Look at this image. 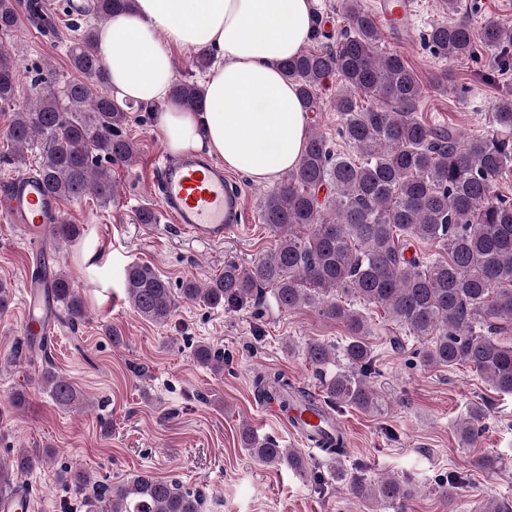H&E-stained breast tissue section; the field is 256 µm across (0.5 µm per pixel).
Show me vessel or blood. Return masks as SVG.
Listing matches in <instances>:
<instances>
[{
	"mask_svg": "<svg viewBox=\"0 0 512 512\" xmlns=\"http://www.w3.org/2000/svg\"><path fill=\"white\" fill-rule=\"evenodd\" d=\"M417 7L418 0H373L371 17L387 31L407 36ZM154 188L176 229L195 241L220 244L241 227L245 208L241 192L230 188L223 168L205 158L162 159ZM0 207L10 223L23 227L32 246L50 249L46 231L49 225L60 223L61 213L57 199L47 193L38 177L12 179ZM51 283L48 274L31 277L24 301L26 333L50 328L53 310L44 295ZM295 415L293 431L304 443L320 439L322 433H334L340 426L332 413L315 406L299 407Z\"/></svg>",
	"mask_w": 512,
	"mask_h": 512,
	"instance_id": "b4317fda",
	"label": "vessel or blood"
}]
</instances>
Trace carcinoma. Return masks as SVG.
Segmentation results:
<instances>
[{
    "label": "carcinoma",
    "mask_w": 512,
    "mask_h": 512,
    "mask_svg": "<svg viewBox=\"0 0 512 512\" xmlns=\"http://www.w3.org/2000/svg\"><path fill=\"white\" fill-rule=\"evenodd\" d=\"M132 4L95 0L92 12L96 20L106 21ZM27 10L43 34H55L41 0H28ZM344 17L347 26L336 45L323 42L327 34L318 19L308 38L310 46L283 62L281 69L297 83L307 111L323 82L332 75L340 77L339 135L363 161L333 152L325 135L310 132L298 166L263 199L264 223L276 237L274 249L250 266L227 260L224 272L206 285L186 280L176 290L152 266L133 262L123 272L126 298L153 323L167 322L186 302L237 312L258 307L269 296L281 310L319 309L348 333L337 349L320 342L306 347V358L317 368L338 357L343 361V368L322 385L332 407H380L371 381L378 370L366 341L371 306L421 342L418 355L424 366L465 365L495 391L512 394V341L497 337L504 325L512 324V199L495 190L497 181L512 176V98L492 106L493 134L461 137L450 129L433 128L418 115V76L400 54L379 51L381 32L361 0H344ZM17 22L15 0H0V31ZM69 27L76 33L69 62L78 77L60 85L50 66L37 69L29 102L13 112L10 155L0 161L26 163L28 150L39 138L42 152L35 175L46 191L60 201L91 193L107 206L117 195L110 164L130 163L136 156L134 144L122 134L127 112L135 108L151 114L157 105L115 100L97 53L98 28L80 17L70 19ZM424 41L434 54L450 60L473 57L481 46L490 51L493 69L512 61V24L502 21L487 22L476 31L468 19L453 18L433 26ZM19 83L17 61L0 46L1 104L14 102ZM171 95L202 111L203 93L197 83L180 79ZM365 99L374 105L362 106ZM51 232L67 243L80 235L77 225L65 221L51 225ZM416 243L434 245L440 252H413ZM47 296L63 307L71 322L85 319V303L66 272L53 276ZM348 296L357 298L360 307L351 305ZM194 357L216 372L224 369V355L204 342L195 345ZM40 383L62 409L80 401L74 384L50 367L42 372ZM256 388L263 399H279L285 412L294 404L313 402L282 373L259 374ZM486 419L487 406L473 404L456 426L460 443L476 442ZM241 442L264 464L286 463L301 475L309 470L301 452L261 439L249 427L242 428ZM318 447L336 457L334 477L350 495L377 504L382 512H404L405 502L414 495L407 482L393 477L372 480L341 465L348 448L340 434ZM51 457L48 451H22L10 464L0 463V494H12L15 476ZM60 479L82 498L86 512H202L204 504L201 492L160 480L149 471L113 486L77 467L61 471ZM462 480L453 471L440 485L448 512H459L457 489ZM482 512H512V502L491 494Z\"/></svg>",
    "instance_id": "obj_1"
}]
</instances>
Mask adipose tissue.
<instances>
[{"instance_id":"1","label":"adipose tissue","mask_w":512,"mask_h":512,"mask_svg":"<svg viewBox=\"0 0 512 512\" xmlns=\"http://www.w3.org/2000/svg\"><path fill=\"white\" fill-rule=\"evenodd\" d=\"M314 0H134L97 34L109 90L129 102L164 101L154 125L171 155L203 153L227 170L272 183L294 169L307 114L281 62L314 27ZM215 50L224 63L203 84V111L171 99V47Z\"/></svg>"}]
</instances>
